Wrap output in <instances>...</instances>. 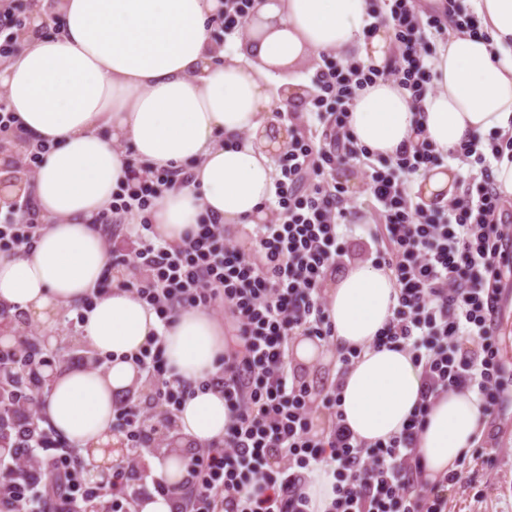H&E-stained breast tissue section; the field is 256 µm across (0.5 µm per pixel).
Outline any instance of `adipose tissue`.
<instances>
[{
    "instance_id": "adipose-tissue-1",
    "label": "adipose tissue",
    "mask_w": 512,
    "mask_h": 512,
    "mask_svg": "<svg viewBox=\"0 0 512 512\" xmlns=\"http://www.w3.org/2000/svg\"><path fill=\"white\" fill-rule=\"evenodd\" d=\"M465 3L487 38L449 30L422 112L393 82L361 91L349 118L359 143L395 155L418 121L444 153L474 137L512 135V0ZM219 7L218 0H57V34L38 33L41 19L33 17V32L0 65V88L29 142L51 145L34 190L45 225L30 246L0 252V305L35 323L81 305L106 269L96 220L132 160L171 171L193 166L192 182L167 191L151 213L170 244H180L202 215L221 224L265 223L275 177L270 153L288 145L287 134L270 138L269 124L288 102L290 68L328 51L379 67L391 58L387 29L364 35L366 0H258L244 44L231 52L213 36ZM457 172L453 164L433 167L415 189L426 204L445 202ZM396 304L390 271L368 263L350 265L327 293L334 350L361 351L341 380L340 398L347 426L367 443L399 434L420 397L421 369L410 354L372 346ZM81 331L95 352L110 357L109 368L51 372L41 412L45 425L95 467L122 456L112 406L139 380L131 357L155 334L172 374L195 389L177 413L183 443L223 440L224 395L198 389L218 373L224 353V326L210 312L182 311L166 328L116 284L86 311ZM484 425L472 391L434 399L414 447L423 480L456 469ZM185 462L180 452L149 461L174 493L137 497L132 512H179Z\"/></svg>"
}]
</instances>
